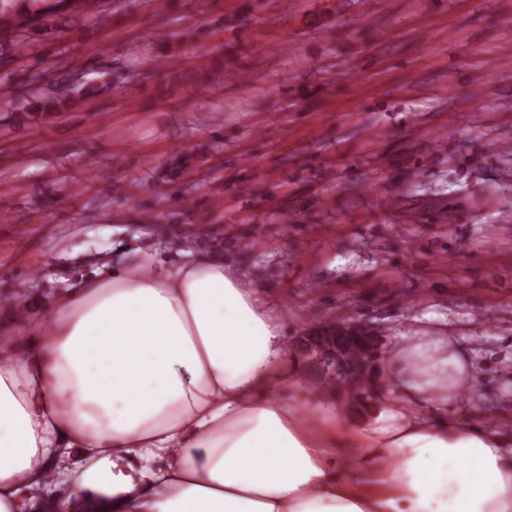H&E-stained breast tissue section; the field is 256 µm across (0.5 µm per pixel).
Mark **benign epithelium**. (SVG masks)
Returning a JSON list of instances; mask_svg holds the SVG:
<instances>
[{
  "instance_id": "obj_1",
  "label": "benign epithelium",
  "mask_w": 512,
  "mask_h": 512,
  "mask_svg": "<svg viewBox=\"0 0 512 512\" xmlns=\"http://www.w3.org/2000/svg\"><path fill=\"white\" fill-rule=\"evenodd\" d=\"M301 344L307 356L308 366L316 373H325V367L317 364V361L329 360L335 369L345 371L346 379L341 383L344 390L363 398L373 395L372 390L364 389V383L361 382L363 372L356 367H349L345 354L350 348L356 347L370 357L368 375L372 376L380 370L383 366L380 358L383 357L384 336L378 332V327L374 323L352 317L336 323V330L332 334L313 327L301 337Z\"/></svg>"
}]
</instances>
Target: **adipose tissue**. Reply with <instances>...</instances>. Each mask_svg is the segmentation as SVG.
I'll return each mask as SVG.
<instances>
[{
	"mask_svg": "<svg viewBox=\"0 0 512 512\" xmlns=\"http://www.w3.org/2000/svg\"><path fill=\"white\" fill-rule=\"evenodd\" d=\"M52 306L0 320V512L59 474L55 512H512V439L448 414L479 376L454 337L401 336L385 412L352 427L276 397L296 382L283 319L232 259L98 270Z\"/></svg>",
	"mask_w": 512,
	"mask_h": 512,
	"instance_id": "obj_1",
	"label": "adipose tissue"
}]
</instances>
